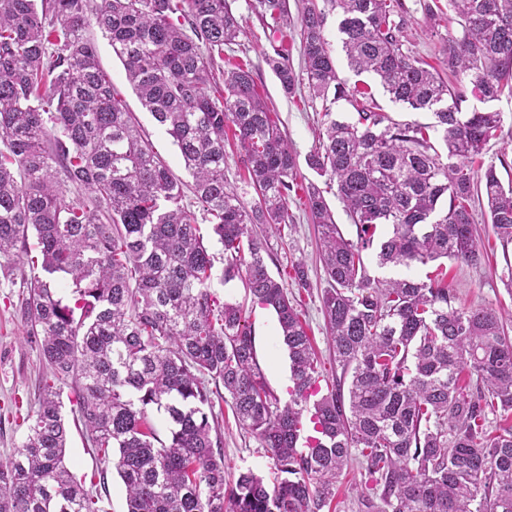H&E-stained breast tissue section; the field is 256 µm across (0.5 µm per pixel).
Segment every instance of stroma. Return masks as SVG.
Segmentation results:
<instances>
[{
	"label": "stroma",
	"instance_id": "1",
	"mask_svg": "<svg viewBox=\"0 0 512 512\" xmlns=\"http://www.w3.org/2000/svg\"><path fill=\"white\" fill-rule=\"evenodd\" d=\"M239 17L243 33L236 44L226 47L223 61L217 69L224 70L240 64L249 65L259 94L276 113L297 161V176L314 179L315 174L305 162L314 148L320 124V104L312 103L305 87L286 93L275 74L265 62L270 53L268 40L270 21L254 9L255 0H229ZM424 0H403L409 14V38L414 51L429 64H437L441 37L457 34L459 27L444 25L439 36H431L425 27ZM101 66L118 90L128 111L133 112L140 133L154 151L169 165L175 177L189 181L179 150L172 137L145 110L135 91L125 79L121 61L113 54L107 38L97 27H89ZM288 212L292 224L276 231L257 226L264 240L266 263L272 274L280 275L284 288L293 296L309 336L325 368H332L333 350L321 308V293L326 286L320 261V244L315 224H312L301 187H294L288 196ZM485 209H477L475 222L483 231L482 248L485 259L471 265L447 261L448 285L453 288L456 305L467 308H487L512 323V286L503 273L506 265L502 248L492 232L487 231ZM303 266L308 278L307 287H299L294 279L295 266ZM31 275L25 259L0 258V464H7L25 439L22 419L27 407L34 403L36 380L43 371L39 347L28 334V324L21 311L19 294L24 281ZM249 322L255 338L257 359L266 381L280 401H287L290 378L288 350L282 341L275 315L268 309L254 307ZM224 470L233 475L250 468L268 473L270 460L259 441L236 425L232 413H225L222 423ZM66 461L74 473L86 479V486L98 496L102 512H124L123 484L112 467L111 460L102 459L90 448L82 433L70 429Z\"/></svg>",
	"mask_w": 512,
	"mask_h": 512
}]
</instances>
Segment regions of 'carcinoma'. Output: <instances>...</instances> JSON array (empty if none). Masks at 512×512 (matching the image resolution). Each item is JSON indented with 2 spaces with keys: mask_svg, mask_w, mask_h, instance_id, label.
Masks as SVG:
<instances>
[{
  "mask_svg": "<svg viewBox=\"0 0 512 512\" xmlns=\"http://www.w3.org/2000/svg\"><path fill=\"white\" fill-rule=\"evenodd\" d=\"M276 32L288 0H257ZM448 77L407 37L402 0H306L304 66L266 56L282 88L321 102L323 129L306 162L325 187L305 186L327 288L321 295L335 362L324 377L288 291L268 271L252 225L288 223L296 157L256 90L252 70L216 58L242 29L226 0H0V257H26L43 276L25 282L24 308L50 377L22 422L26 436L0 465V512H100L65 464L68 427L58 385L70 382L88 445L125 487L126 512H324L335 479L357 458L375 498L364 512H512V339L492 309L453 305L441 268L425 279L375 280L380 267L484 259L473 207L485 198L503 255L512 245V184L474 163L502 134L500 113L463 111L512 97V0L424 4ZM126 79L174 138L191 190L224 247V280L273 310L291 362L288 401L267 385L248 309L211 290L214 255L184 187L140 135L102 69L92 23ZM339 18L341 49L392 102L430 112L432 126L380 111L371 86L349 89L325 34ZM346 102L355 116L331 118ZM233 133L248 203L224 175ZM438 133L444 149L432 142ZM344 205L357 240L343 236L324 196ZM74 198H69V195ZM469 371L475 385H461ZM222 383L238 425L270 459L273 478L224 475L209 381ZM348 394H343V387ZM166 419L160 435L154 413Z\"/></svg>",
  "mask_w": 512,
  "mask_h": 512,
  "instance_id": "1",
  "label": "carcinoma"
}]
</instances>
